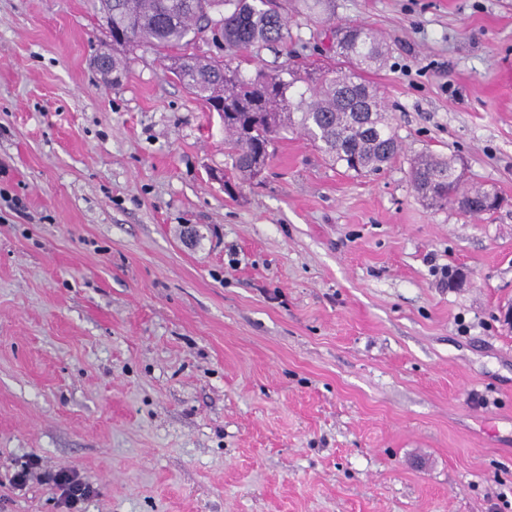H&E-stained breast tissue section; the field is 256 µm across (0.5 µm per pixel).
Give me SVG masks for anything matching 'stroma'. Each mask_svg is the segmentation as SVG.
Returning a JSON list of instances; mask_svg holds the SVG:
<instances>
[{
  "label": "stroma",
  "mask_w": 512,
  "mask_h": 512,
  "mask_svg": "<svg viewBox=\"0 0 512 512\" xmlns=\"http://www.w3.org/2000/svg\"><path fill=\"white\" fill-rule=\"evenodd\" d=\"M97 0H0V512H512V0H291L256 65L363 23L383 171L287 134L224 188V120L150 49L93 65ZM453 157L496 212L429 207ZM461 275L444 287L436 270ZM410 176L418 194L434 207L448 205V200L456 197L463 188L462 176L457 173L455 160L451 157L419 153L411 160ZM427 187L430 196L423 192ZM43 475L60 492L57 503L66 509L65 512H80L78 505L93 495L92 489L81 481L76 472L58 470Z\"/></svg>",
  "instance_id": "obj_1"
}]
</instances>
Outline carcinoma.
I'll return each instance as SVG.
<instances>
[{
	"mask_svg": "<svg viewBox=\"0 0 512 512\" xmlns=\"http://www.w3.org/2000/svg\"><path fill=\"white\" fill-rule=\"evenodd\" d=\"M112 38V83L124 76L128 54L151 48L169 61L168 72L197 99L224 114V148L234 177L259 175L281 133L300 130L328 159L357 175L377 173L402 151L377 89L365 77L383 66L384 38L373 28L345 23L332 27L335 54L343 65H283L243 73L259 51L286 45L291 37L288 0H100ZM228 49L220 60L188 51L199 39ZM413 187L434 207L459 194L462 176L455 160L419 153L410 164ZM480 202L470 211L483 215L500 204L496 192L468 190Z\"/></svg>",
	"mask_w": 512,
	"mask_h": 512,
	"instance_id": "carcinoma-1",
	"label": "carcinoma"
}]
</instances>
